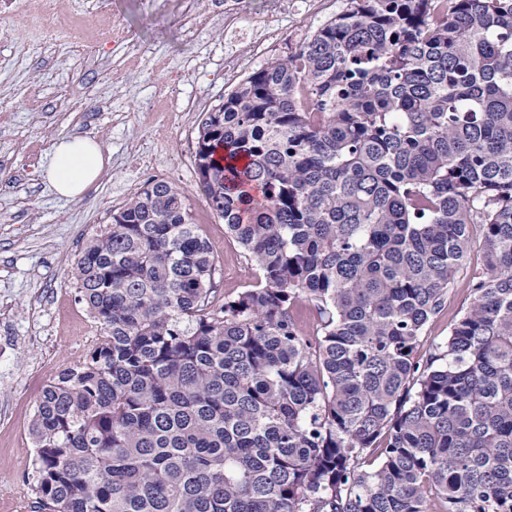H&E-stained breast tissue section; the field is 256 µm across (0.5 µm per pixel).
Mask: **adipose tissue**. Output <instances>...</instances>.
I'll list each match as a JSON object with an SVG mask.
<instances>
[{"instance_id": "ef3b65f1", "label": "adipose tissue", "mask_w": 512, "mask_h": 512, "mask_svg": "<svg viewBox=\"0 0 512 512\" xmlns=\"http://www.w3.org/2000/svg\"><path fill=\"white\" fill-rule=\"evenodd\" d=\"M104 168V153L97 141L68 136L55 143L42 177L60 197L76 198L101 178Z\"/></svg>"}]
</instances>
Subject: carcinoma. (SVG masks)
<instances>
[{
    "label": "carcinoma",
    "instance_id": "1",
    "mask_svg": "<svg viewBox=\"0 0 512 512\" xmlns=\"http://www.w3.org/2000/svg\"><path fill=\"white\" fill-rule=\"evenodd\" d=\"M346 2L199 126L259 285L213 306L166 181L87 240L99 336L36 405L33 512H512V0ZM474 224L470 306L422 363Z\"/></svg>",
    "mask_w": 512,
    "mask_h": 512
}]
</instances>
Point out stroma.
Wrapping results in <instances>:
<instances>
[{"label": "stroma", "instance_id": "obj_1", "mask_svg": "<svg viewBox=\"0 0 512 512\" xmlns=\"http://www.w3.org/2000/svg\"><path fill=\"white\" fill-rule=\"evenodd\" d=\"M224 2L196 0L183 15L174 0H0V512H28L36 404L94 345L97 324L75 267L113 209L148 181L173 183L213 247L216 303L257 282L255 264L200 190L198 125L237 80L288 57L346 0H235L236 35L224 30ZM114 23L128 41L112 42ZM232 53L244 64L228 77L224 58ZM191 99L198 108L188 109ZM70 135L95 139L110 158L77 200L58 197L40 176L54 143ZM482 262L474 245L425 328L420 359L468 309Z\"/></svg>", "mask_w": 512, "mask_h": 512}]
</instances>
